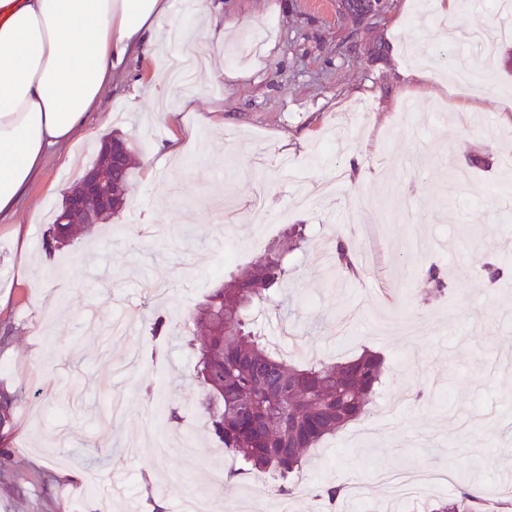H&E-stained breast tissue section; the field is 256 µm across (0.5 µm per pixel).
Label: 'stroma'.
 <instances>
[{"label": "stroma", "mask_w": 512, "mask_h": 512, "mask_svg": "<svg viewBox=\"0 0 512 512\" xmlns=\"http://www.w3.org/2000/svg\"><path fill=\"white\" fill-rule=\"evenodd\" d=\"M211 39L188 0H168L149 50L129 55L80 140L50 150L13 214L0 217V386L21 393L0 458V512H180L206 491L216 512H253L254 475L230 460L200 406L188 316L211 288L278 241L281 311L252 326L288 361L384 360L370 414L313 449L288 512H343L327 485L378 473L450 471L453 486L504 501L512 484V16L464 0L492 56L446 43L435 0H387L353 25L343 0H220ZM436 81L422 93L414 71ZM482 93L469 124L466 91ZM223 125H216V118ZM182 132L177 153L169 139ZM121 135L134 155L124 210L68 246L43 245L63 189ZM375 262L348 276L328 241ZM503 270L489 280L484 264ZM447 287L436 291L428 269ZM168 334L152 337L156 318ZM40 465H33V458Z\"/></svg>", "instance_id": "obj_1"}]
</instances>
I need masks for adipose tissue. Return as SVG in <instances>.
Instances as JSON below:
<instances>
[{
  "instance_id": "adipose-tissue-1",
  "label": "adipose tissue",
  "mask_w": 512,
  "mask_h": 512,
  "mask_svg": "<svg viewBox=\"0 0 512 512\" xmlns=\"http://www.w3.org/2000/svg\"><path fill=\"white\" fill-rule=\"evenodd\" d=\"M167 0H0V215L51 148L85 131L116 69Z\"/></svg>"
}]
</instances>
